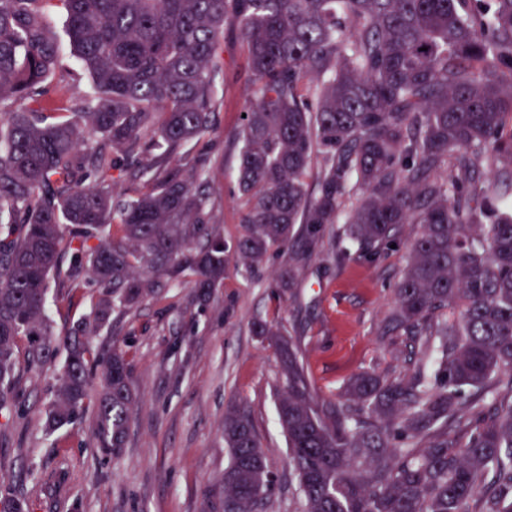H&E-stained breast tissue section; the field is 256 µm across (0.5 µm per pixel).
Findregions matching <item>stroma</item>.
Segmentation results:
<instances>
[{
  "mask_svg": "<svg viewBox=\"0 0 512 512\" xmlns=\"http://www.w3.org/2000/svg\"><path fill=\"white\" fill-rule=\"evenodd\" d=\"M223 73L213 96L215 129L179 147L183 168L206 156L212 222L227 245L224 285L205 307L192 306L189 284L167 286L163 298L143 302L135 317L114 320L94 337L98 346L119 341L132 360L138 394L128 444L120 457L103 455L91 420L53 433L44 429V404L63 356L39 370L20 366L16 382L23 416L0 415V483L12 486L29 512H201L203 493L230 462L224 446V410L237 405L251 416L278 478L268 512H298L296 476L276 415L279 360L255 335L264 320L293 337L319 402L336 401L341 387L368 369L393 374L406 361L430 365L412 353L402 331L389 332L395 291L406 267L408 241L420 227H400L398 248L373 258L336 261L320 244L291 287L274 274L288 262L271 251L256 275H248L234 243L243 201L234 174L242 114L254 93L252 72L238 30L226 26ZM53 98L73 104L92 92L88 74L64 55L53 80ZM47 306L56 335L89 309L85 298H68L52 285Z\"/></svg>",
  "mask_w": 512,
  "mask_h": 512,
  "instance_id": "obj_1",
  "label": "stroma"
}]
</instances>
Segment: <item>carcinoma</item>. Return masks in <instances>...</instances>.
Listing matches in <instances>:
<instances>
[{
	"label": "carcinoma",
	"instance_id": "obj_1",
	"mask_svg": "<svg viewBox=\"0 0 512 512\" xmlns=\"http://www.w3.org/2000/svg\"><path fill=\"white\" fill-rule=\"evenodd\" d=\"M50 4L94 87L78 108L50 102L62 58ZM227 25L257 86L236 177L246 271L291 245L288 288L329 224L363 249L421 225L388 330L437 355L431 372L363 370L320 404L291 339L255 323L280 358L301 512H512V0H0V105H15L0 112V412L15 408L19 355L37 368L61 345L45 429L90 409L97 447L120 457L132 361L90 337L172 282L199 306L222 287L203 167L186 173L173 155L212 129ZM121 178L142 187L116 199ZM53 276L96 289L60 338ZM224 443V499L207 490L202 512H264L274 477L237 406Z\"/></svg>",
	"mask_w": 512,
	"mask_h": 512
}]
</instances>
